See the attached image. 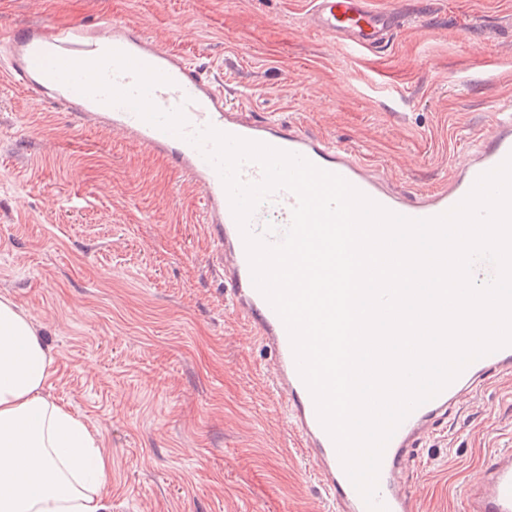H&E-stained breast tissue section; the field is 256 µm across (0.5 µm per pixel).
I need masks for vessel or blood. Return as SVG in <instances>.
<instances>
[{
  "label": "vessel or blood",
  "instance_id": "1",
  "mask_svg": "<svg viewBox=\"0 0 512 512\" xmlns=\"http://www.w3.org/2000/svg\"><path fill=\"white\" fill-rule=\"evenodd\" d=\"M307 23L352 49L377 50L390 42L402 19L397 12L374 7L372 0H312ZM109 50L121 51L168 76V83L155 86L150 98L161 110H183L184 136L150 124L128 106L111 105L83 94L44 70L45 63L54 58L88 61ZM0 74L29 91L35 105L49 102L79 119L102 121L133 134L144 148L170 159L198 183L203 229L214 246V266L224 286L226 306L245 321L260 342L272 348L270 384L286 401L291 428L302 440L305 458L335 512H367L332 438L318 419L314 399L298 372L287 329L253 283L243 237L221 178L187 136L211 126L304 156L316 166L339 174L386 209L425 219L456 206L480 175L512 155V101L500 105L494 129L479 138L468 159L451 172L447 182L432 191L408 192L394 188L384 171L338 142L275 119H251L243 106L228 100L219 79L205 75L189 59L162 50L141 30L111 17L100 18L91 27L28 25L1 33ZM296 203L293 193L276 191L257 207L250 222L261 224L272 215L281 227H288ZM492 375L512 376V346L469 364L457 379L400 424L383 451L377 479V500L387 512H418L404 480L412 448L432 422L447 415L450 406L474 400L479 383ZM462 512H512V448L489 452L480 478L463 490Z\"/></svg>",
  "mask_w": 512,
  "mask_h": 512
}]
</instances>
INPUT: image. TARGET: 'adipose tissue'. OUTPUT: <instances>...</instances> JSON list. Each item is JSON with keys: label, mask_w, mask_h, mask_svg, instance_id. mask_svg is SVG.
Returning a JSON list of instances; mask_svg holds the SVG:
<instances>
[{"label": "adipose tissue", "mask_w": 512, "mask_h": 512, "mask_svg": "<svg viewBox=\"0 0 512 512\" xmlns=\"http://www.w3.org/2000/svg\"><path fill=\"white\" fill-rule=\"evenodd\" d=\"M49 364L29 316L0 299V512H107L109 460L45 398Z\"/></svg>", "instance_id": "obj_1"}]
</instances>
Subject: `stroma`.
Here are the masks:
<instances>
[{
    "label": "stroma",
    "instance_id": "stroma-1",
    "mask_svg": "<svg viewBox=\"0 0 512 512\" xmlns=\"http://www.w3.org/2000/svg\"><path fill=\"white\" fill-rule=\"evenodd\" d=\"M310 2L0 0V30L116 17L254 118L342 142L401 190L438 187L512 98V0H374L405 18L376 53L307 28ZM199 198L132 135L0 78V297L51 359L45 396L97 434L108 512H327L272 351L224 307ZM490 448H512V380L494 376L414 448L421 512H459Z\"/></svg>",
    "mask_w": 512,
    "mask_h": 512
}]
</instances>
